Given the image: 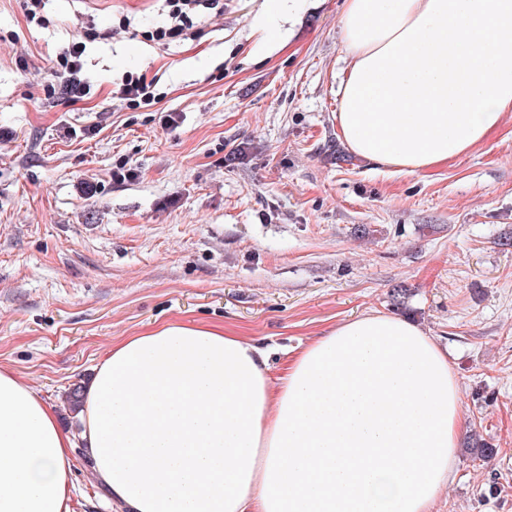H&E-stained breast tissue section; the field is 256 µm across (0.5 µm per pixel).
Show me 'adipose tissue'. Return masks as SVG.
Listing matches in <instances>:
<instances>
[{"instance_id": "obj_1", "label": "adipose tissue", "mask_w": 512, "mask_h": 512, "mask_svg": "<svg viewBox=\"0 0 512 512\" xmlns=\"http://www.w3.org/2000/svg\"><path fill=\"white\" fill-rule=\"evenodd\" d=\"M336 123L348 148L421 172L512 112V0H346ZM82 446L126 512H432L462 420L448 354L372 311L294 350L183 323L113 342L85 384ZM73 442L0 368V512H70Z\"/></svg>"}]
</instances>
